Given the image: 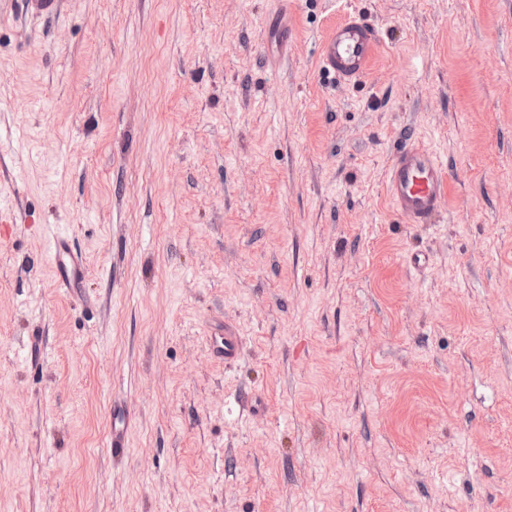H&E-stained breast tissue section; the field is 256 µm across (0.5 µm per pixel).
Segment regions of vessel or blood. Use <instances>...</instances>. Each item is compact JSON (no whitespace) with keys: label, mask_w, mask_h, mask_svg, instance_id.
I'll list each match as a JSON object with an SVG mask.
<instances>
[{"label":"vessel or blood","mask_w":512,"mask_h":512,"mask_svg":"<svg viewBox=\"0 0 512 512\" xmlns=\"http://www.w3.org/2000/svg\"><path fill=\"white\" fill-rule=\"evenodd\" d=\"M378 45L376 31L359 10L336 24L321 42L319 65L339 82L360 79L367 71ZM389 193L397 211L412 224H429L445 195L444 172L437 159L418 145L405 146L395 158L389 174ZM53 254L58 280L76 287L82 265L65 240H55Z\"/></svg>","instance_id":"vessel-or-blood-1"}]
</instances>
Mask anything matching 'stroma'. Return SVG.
I'll return each mask as SVG.
<instances>
[{
    "label": "stroma",
    "instance_id": "35a3bbf8",
    "mask_svg": "<svg viewBox=\"0 0 512 512\" xmlns=\"http://www.w3.org/2000/svg\"><path fill=\"white\" fill-rule=\"evenodd\" d=\"M0 202V512H512V0H0ZM351 15L336 24L321 42L319 65L336 82L360 79L367 71L378 45L376 31L351 8ZM388 189L397 211L409 223L429 224L445 195L444 172L426 149L408 145L395 158ZM58 281L66 288H76L82 273L79 257L72 252L64 239L57 238L53 245Z\"/></svg>",
    "mask_w": 512,
    "mask_h": 512
}]
</instances>
